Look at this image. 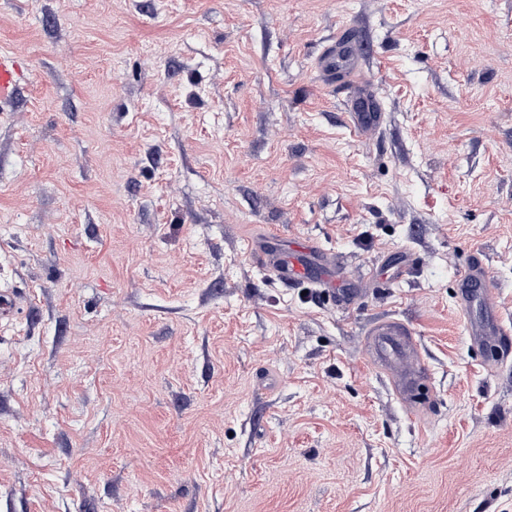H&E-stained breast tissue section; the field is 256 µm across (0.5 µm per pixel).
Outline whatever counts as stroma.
Instances as JSON below:
<instances>
[{"label": "stroma", "instance_id": "obj_1", "mask_svg": "<svg viewBox=\"0 0 512 512\" xmlns=\"http://www.w3.org/2000/svg\"><path fill=\"white\" fill-rule=\"evenodd\" d=\"M344 28L365 139L315 66ZM0 50V512H512V357L458 304L482 251L512 328V0H0ZM24 77L22 67L15 56L0 52V101L10 100ZM350 124L353 133L363 137L380 129L382 124L381 112H360L355 107L350 112ZM313 246L302 243L290 251L268 253L265 249L256 247L255 255H260L279 279L291 283L309 281L318 286H329L332 291L336 288V279L327 273L332 267V259L324 253L315 252ZM314 259L315 262H312ZM459 280L463 286L460 295V302L465 306L469 301L468 287L476 282H483L485 280L483 260L476 256L472 258V260L460 271ZM370 362L390 378L396 394L418 414L415 392L427 387L428 373L418 361V341L412 330L396 320L374 324L368 334Z\"/></svg>", "mask_w": 512, "mask_h": 512}]
</instances>
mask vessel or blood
I'll list each match as a JSON object with an SVG mask.
<instances>
[{
    "instance_id": "1",
    "label": "vessel or blood",
    "mask_w": 512,
    "mask_h": 512,
    "mask_svg": "<svg viewBox=\"0 0 512 512\" xmlns=\"http://www.w3.org/2000/svg\"><path fill=\"white\" fill-rule=\"evenodd\" d=\"M327 80L336 84L350 97L359 101L368 94L359 80L360 58L357 54L354 34L347 29L337 32L317 60ZM24 77L22 67L15 56L0 52V101L10 100ZM350 124L356 136L363 137L380 129L382 115L378 112L353 111ZM262 259L279 279L296 282L308 281L318 286H334L330 274L332 260L326 254L314 251L309 244H301L290 251L263 253ZM485 270L481 258L475 257L460 271L459 280L465 291L461 303H468L467 286L484 281ZM492 291L484 289L482 298L488 303L487 317L483 324L473 326L471 335L476 345L498 344L499 355L512 353L506 341L512 331L504 328L495 305L490 302ZM368 346L373 367L390 378L396 394L407 404H414L416 391L426 386L428 373L418 361V341L412 330L396 320H382L369 332Z\"/></svg>"
}]
</instances>
